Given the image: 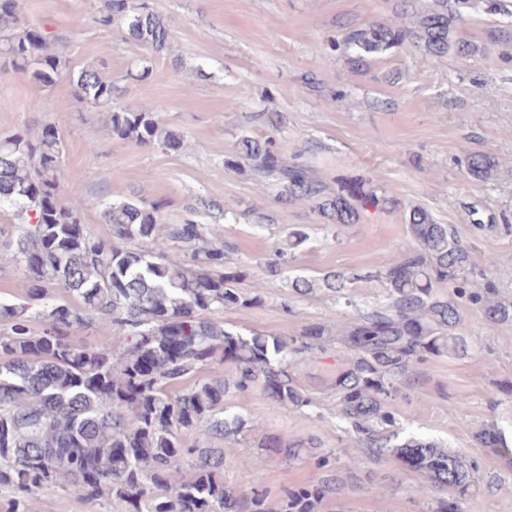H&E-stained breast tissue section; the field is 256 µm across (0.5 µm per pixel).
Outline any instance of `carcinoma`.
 Instances as JSON below:
<instances>
[{"label":"carcinoma","mask_w":512,"mask_h":512,"mask_svg":"<svg viewBox=\"0 0 512 512\" xmlns=\"http://www.w3.org/2000/svg\"><path fill=\"white\" fill-rule=\"evenodd\" d=\"M96 21L118 25L126 39L161 53L168 23L149 0H101ZM471 0H430L417 7L399 0L394 18L364 27L347 23L333 50L352 68L368 56L411 44L427 56H454L468 63L483 49L454 37ZM0 56L33 82L52 87L66 78L78 99L105 112V131L139 147L173 151L188 147L183 133L162 122L159 108L118 104L120 89L96 66L71 69L42 29L26 27L18 0H0ZM268 127L261 137L239 136L224 168H249L274 182L277 201L308 208L322 224H356L375 209L391 212L401 201L360 178H338L336 186L315 175L300 155L283 154L275 133L279 116L254 112ZM63 139L46 125L33 137L17 131L0 138V206L17 208L18 224L0 227V248L11 250L27 283L19 302L0 300V488L12 494L10 512H28L27 500L52 486L71 488L86 501L114 500L125 512H318L336 485L335 461L319 452L314 438L284 441L266 433L258 447L288 460H304L323 473L320 482L283 491L268 500L261 470L243 492L224 484V449L217 441L241 442L261 419L283 409L313 406L292 366L324 349L336 336V412L373 457L393 456L423 476L434 491L433 512H463L462 496L474 469L441 443L405 433L392 405L407 397L411 368L428 358L464 357L475 340L463 330L466 299L484 313L486 332L512 322V299L499 295L486 272H475L462 238L439 224L424 207L404 208L408 239L373 270L319 277L298 275L294 293L328 291L352 303V288L376 282L384 301L336 324L309 326L297 336L244 335L215 315L265 303L263 279L285 273L288 260L309 239L294 227L262 266L263 278L228 265L231 245L219 224L224 206L203 201L213 223L163 222L168 202L129 199L103 209L112 238L93 235L83 222L90 203L61 192ZM495 159L474 152L467 173L493 176ZM164 237L168 249L154 247ZM248 288H242V284ZM75 296L74 307L54 293ZM42 324L41 331L34 323ZM108 323L117 334L79 345L72 333ZM231 365V376L182 385L213 365ZM260 391L262 410L245 417L224 404L230 390ZM482 447L512 453V434L495 426L476 432Z\"/></svg>","instance_id":"cac0c4a2"}]
</instances>
